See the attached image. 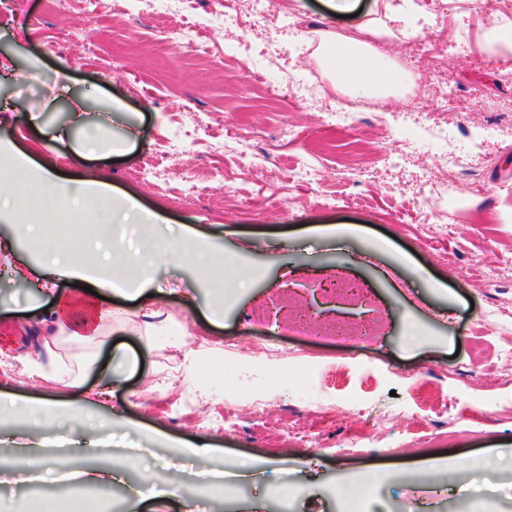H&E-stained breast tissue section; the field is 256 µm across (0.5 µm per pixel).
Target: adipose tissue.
Returning <instances> with one entry per match:
<instances>
[{"mask_svg":"<svg viewBox=\"0 0 512 512\" xmlns=\"http://www.w3.org/2000/svg\"><path fill=\"white\" fill-rule=\"evenodd\" d=\"M328 23H320L305 30L307 45L313 46V56L325 69L336 89L354 100L375 97L404 96L408 86L399 73V65L392 51L394 45L404 43L421 29V15L412 0H373L367 9H360L359 0H325ZM354 15L357 37L351 38L334 31L332 19ZM37 185L39 204L47 212L91 213L106 209L116 224L154 222L152 213L140 208L129 197H118L109 182L96 173L71 179H62L46 167L35 164L26 154L0 142V220L10 218L16 203L22 202L29 185ZM94 249L102 253V264L110 267L109 278H101L96 266L85 263L82 251L63 252L43 260H21L12 265V278L29 282L37 288H51L54 283L68 281L91 284L97 294L127 295L143 298L158 294L159 289L150 275H142L128 282L123 270L112 269V256L124 253L137 267H151L162 263H181L200 258L205 244L191 230H183L177 238L161 241L153 239L131 244L125 237H105L94 242ZM55 313L47 304H39L29 317L32 328L41 336L38 354L26 357V372L60 384L72 392L71 398L23 402L22 407L41 429L53 430L63 421H82L86 418L81 390L88 371L100 369L104 381L101 394L111 397L112 386L118 375L111 368L99 367L97 358L83 360L77 370L65 368L64 359L55 347V340L47 327Z\"/></svg>","mask_w":512,"mask_h":512,"instance_id":"adipose-tissue-1","label":"adipose tissue"}]
</instances>
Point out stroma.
Masks as SVG:
<instances>
[{"instance_id":"35a3bbf8","label":"stroma","mask_w":512,"mask_h":512,"mask_svg":"<svg viewBox=\"0 0 512 512\" xmlns=\"http://www.w3.org/2000/svg\"><path fill=\"white\" fill-rule=\"evenodd\" d=\"M288 2L270 0L264 18L237 28L215 18L247 14L249 0H184L165 14L152 0H0V141L63 178L105 173L115 193L159 216L164 237L187 226L228 258L220 287L186 264L155 267L167 296L161 317L116 298L100 340L59 336L63 357L104 360L117 349L126 361L116 413L99 402L98 372L87 373L95 425L65 424L55 465L119 477L81 490L19 486L16 451L33 430L19 421L0 430V512H23L32 496L48 499L53 512L76 500L86 512H512V371L500 360L512 348V270L500 269L512 250V217L496 208L512 205V84L499 79L512 59L490 54L480 38L506 6L483 0L474 16L451 0H415L424 27L399 49L409 56L416 43L436 40L447 17L448 48L431 64L437 93L479 86L489 100L487 111L448 115L486 139L457 189L415 105L385 98V124L363 110L353 128L330 126L333 99L307 90L319 65L288 28L292 18L316 23L324 9L319 0L300 9ZM163 28L193 42L169 76L156 52ZM28 74L35 84H23ZM285 81L286 97L274 105L245 91ZM326 141L338 150L322 161L320 184L293 179L292 169ZM248 152L257 161H246ZM147 166L156 171L151 184L138 177ZM190 172L197 190L184 203ZM431 181L433 209L459 222L424 223L415 202ZM496 270L500 278L489 282ZM339 276L358 284L369 336L342 343L296 332L300 313L329 325L354 311L323 287ZM219 296L224 314L208 320ZM262 340L275 345L274 357L234 352ZM189 351L199 372L188 384ZM420 372L429 381L413 387ZM304 390L317 405L300 406ZM0 394L36 401L66 390L17 373L0 377ZM155 394L160 403H151ZM261 396L269 407L260 418L251 402ZM356 398L366 401L360 418L348 412ZM425 403L443 422L440 437L418 429ZM220 414L236 430H225ZM284 420L317 447L290 431L270 435ZM382 420L387 447H365ZM110 433L143 449L137 467L88 451ZM198 439L211 449L200 463L172 460L175 443ZM348 440L362 442L361 452L345 449ZM234 463L246 475L228 503L218 489L144 503L134 493L144 467L163 488Z\"/></svg>"}]
</instances>
